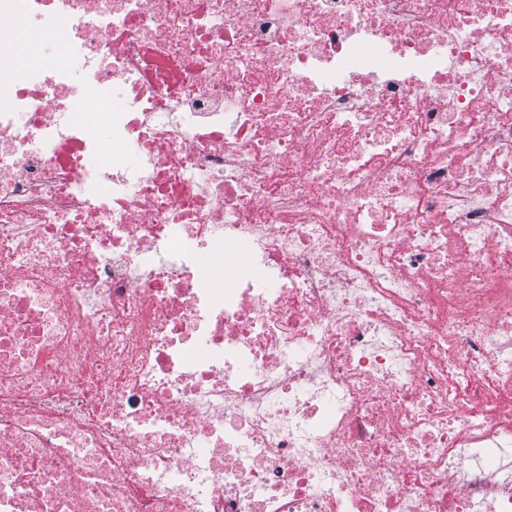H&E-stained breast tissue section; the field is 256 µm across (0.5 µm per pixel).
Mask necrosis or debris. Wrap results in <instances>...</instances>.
<instances>
[{
  "label": "necrosis or debris",
  "instance_id": "obj_1",
  "mask_svg": "<svg viewBox=\"0 0 512 512\" xmlns=\"http://www.w3.org/2000/svg\"><path fill=\"white\" fill-rule=\"evenodd\" d=\"M0 512H512V0H0Z\"/></svg>",
  "mask_w": 512,
  "mask_h": 512
}]
</instances>
